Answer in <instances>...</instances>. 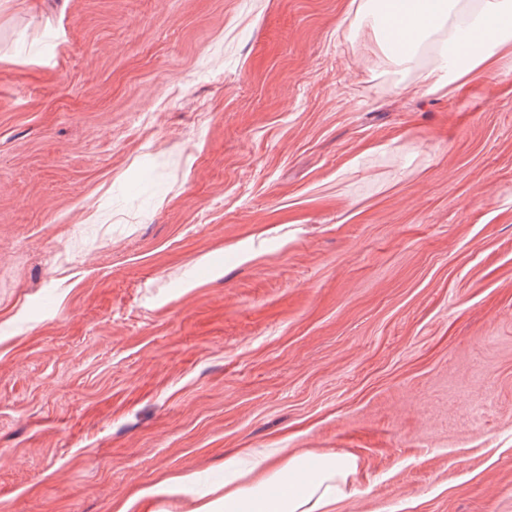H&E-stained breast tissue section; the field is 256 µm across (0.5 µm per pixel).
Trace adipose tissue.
Returning a JSON list of instances; mask_svg holds the SVG:
<instances>
[{"instance_id":"ef3b65f1","label":"adipose tissue","mask_w":512,"mask_h":512,"mask_svg":"<svg viewBox=\"0 0 512 512\" xmlns=\"http://www.w3.org/2000/svg\"><path fill=\"white\" fill-rule=\"evenodd\" d=\"M377 24L380 50L419 72L426 93L451 95L493 67L512 45V0H362ZM431 64H424L422 47ZM355 457L311 456L282 448H242L224 458V477L198 471L163 478L115 503L113 512H333L348 497Z\"/></svg>"}]
</instances>
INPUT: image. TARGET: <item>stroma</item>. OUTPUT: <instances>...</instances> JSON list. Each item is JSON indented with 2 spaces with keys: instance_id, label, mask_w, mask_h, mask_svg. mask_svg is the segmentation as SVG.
Returning a JSON list of instances; mask_svg holds the SVG:
<instances>
[{
  "instance_id": "obj_1",
  "label": "stroma",
  "mask_w": 512,
  "mask_h": 512,
  "mask_svg": "<svg viewBox=\"0 0 512 512\" xmlns=\"http://www.w3.org/2000/svg\"><path fill=\"white\" fill-rule=\"evenodd\" d=\"M350 3L0 0V512L236 448L512 512V54L427 95Z\"/></svg>"
}]
</instances>
